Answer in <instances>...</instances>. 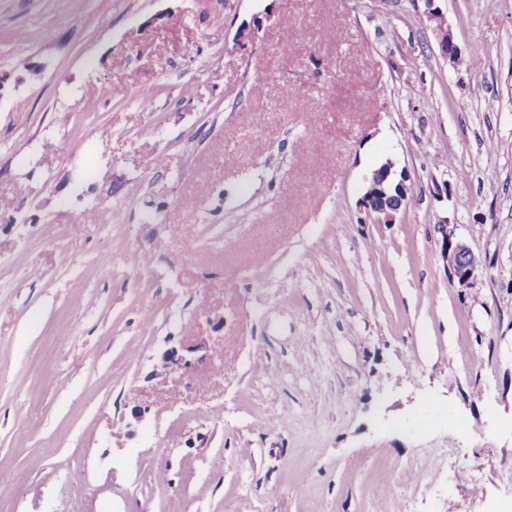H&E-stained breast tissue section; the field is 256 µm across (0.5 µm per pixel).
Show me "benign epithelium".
Listing matches in <instances>:
<instances>
[{"label":"benign epithelium","mask_w":512,"mask_h":512,"mask_svg":"<svg viewBox=\"0 0 512 512\" xmlns=\"http://www.w3.org/2000/svg\"><path fill=\"white\" fill-rule=\"evenodd\" d=\"M427 17L436 23L435 29L440 32L438 41L439 52L442 58L451 63L459 61V48L454 41L452 32L446 28L445 19L440 10L434 7V0H426ZM413 180L408 170L399 172L394 170L393 163L384 168L371 171L366 179L364 193L360 198V208L366 217L375 224H391L396 215L404 208L411 197ZM440 234V256L453 277L462 286H467L473 279L480 263L473 260V251L465 244L453 239L452 232L448 231L447 221L435 225ZM196 348L189 346L186 353L172 348L162 357V367L166 374H179L185 376L195 370L198 360L191 356Z\"/></svg>","instance_id":"obj_1"}]
</instances>
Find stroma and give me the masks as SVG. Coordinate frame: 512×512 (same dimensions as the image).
<instances>
[{"label": "stroma", "mask_w": 512, "mask_h": 512, "mask_svg": "<svg viewBox=\"0 0 512 512\" xmlns=\"http://www.w3.org/2000/svg\"><path fill=\"white\" fill-rule=\"evenodd\" d=\"M436 5L0 0V512H512V0ZM428 5L427 17L430 21L437 23L435 29L441 33L438 47L442 58L448 60L451 63H457L459 61V48L454 41L452 32L446 28L445 19L443 14L437 7H434L435 0H425ZM398 195L390 196L394 191ZM413 180L408 170L398 174L389 161L387 167L373 169L366 179L360 208L374 224H391L411 197ZM447 223V220H442L435 225L437 233L440 234V256L447 271L461 286H467L480 267V263L473 260L474 253L468 246L453 239ZM197 350L195 346L186 347L187 354H182L176 348H171L162 357V367L167 375L179 374L186 376L191 371L195 370L196 364L199 359H194L189 354Z\"/></svg>", "instance_id": "stroma-1"}]
</instances>
